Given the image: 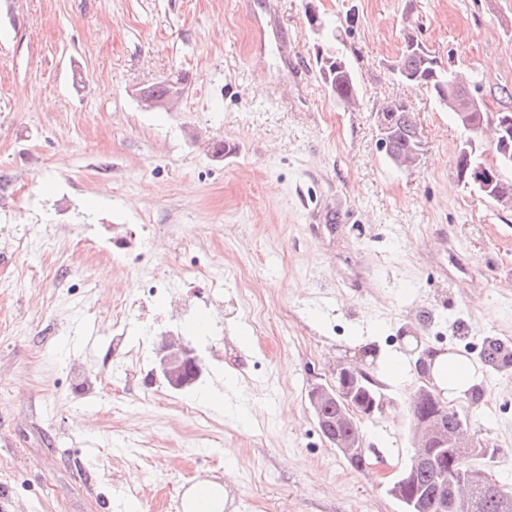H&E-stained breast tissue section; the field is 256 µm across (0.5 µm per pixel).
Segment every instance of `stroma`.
Returning a JSON list of instances; mask_svg holds the SVG:
<instances>
[{
  "instance_id": "obj_1",
  "label": "stroma",
  "mask_w": 512,
  "mask_h": 512,
  "mask_svg": "<svg viewBox=\"0 0 512 512\" xmlns=\"http://www.w3.org/2000/svg\"><path fill=\"white\" fill-rule=\"evenodd\" d=\"M409 33L484 111L512 110V0H0V512H127L139 487V512H174L204 480L224 512H402L421 350L477 367L455 405L512 487V365L483 359L512 348V211L459 181L462 130L394 74ZM322 51L349 63L359 109L329 94ZM177 79L174 104L140 107ZM393 101L422 132L407 171L379 147ZM213 138L238 152L213 157ZM323 205L339 223L313 221ZM201 323L205 375L172 391L153 349L195 346ZM340 363L384 402L362 473L307 403Z\"/></svg>"
}]
</instances>
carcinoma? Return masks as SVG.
I'll return each mask as SVG.
<instances>
[{
    "mask_svg": "<svg viewBox=\"0 0 512 512\" xmlns=\"http://www.w3.org/2000/svg\"><path fill=\"white\" fill-rule=\"evenodd\" d=\"M397 77L406 83L426 89L444 102L455 93V86L461 81L459 74L451 67H445L431 54L423 43L409 34L404 40L397 61ZM320 74L331 96L337 102L353 107L358 99V86L352 70L346 60L337 54H328L320 58ZM384 120L390 125V144L393 152L406 154L414 147L415 135L420 133L413 113L402 103H392L383 108ZM481 163L479 153L466 156L457 155L456 169L459 180L473 182V174ZM378 395L373 378H364L353 388V398L359 412H365L372 400ZM411 419L432 415L452 431L457 426L459 411L451 404H439L421 390L410 397ZM461 450L451 446L437 451L438 459L434 464H423L411 469L409 482L402 488L400 503L403 512H439L438 497L442 493L445 475L454 470L480 466L478 459L494 456L495 449L479 447L478 452L468 458L460 459ZM475 502L474 512H512V491L497 483L493 490L477 488L472 492Z\"/></svg>",
    "mask_w": 512,
    "mask_h": 512,
    "instance_id": "cac0c4a2",
    "label": "carcinoma"
}]
</instances>
